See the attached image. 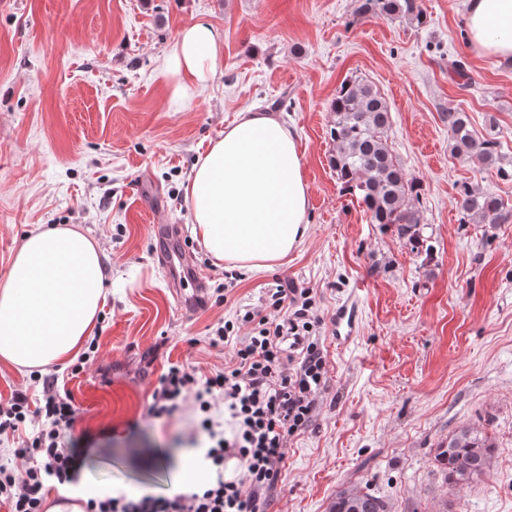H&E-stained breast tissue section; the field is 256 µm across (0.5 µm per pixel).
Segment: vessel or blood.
I'll use <instances>...</instances> for the list:
<instances>
[{
    "label": "vessel or blood",
    "instance_id": "obj_1",
    "mask_svg": "<svg viewBox=\"0 0 512 512\" xmlns=\"http://www.w3.org/2000/svg\"><path fill=\"white\" fill-rule=\"evenodd\" d=\"M153 236L154 254L159 264L170 273L173 285L179 289H192L194 294L200 293L207 281V274L195 264L178 225H154Z\"/></svg>",
    "mask_w": 512,
    "mask_h": 512
}]
</instances>
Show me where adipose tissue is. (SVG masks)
Returning a JSON list of instances; mask_svg holds the SVG:
<instances>
[{"mask_svg":"<svg viewBox=\"0 0 512 512\" xmlns=\"http://www.w3.org/2000/svg\"><path fill=\"white\" fill-rule=\"evenodd\" d=\"M473 44L512 56V0H467ZM224 35L207 19L182 27L161 72L172 100L211 80ZM192 231L216 260L261 272L304 240L309 207L293 131L267 113L243 112L200 157L185 187ZM105 267L99 245L73 227H37L0 284V362L28 370L68 366L97 327Z\"/></svg>","mask_w":512,"mask_h":512,"instance_id":"obj_1","label":"adipose tissue"}]
</instances>
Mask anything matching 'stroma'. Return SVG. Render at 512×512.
Instances as JSON below:
<instances>
[{"label":"stroma","instance_id":"stroma-1","mask_svg":"<svg viewBox=\"0 0 512 512\" xmlns=\"http://www.w3.org/2000/svg\"><path fill=\"white\" fill-rule=\"evenodd\" d=\"M424 27L362 18L359 0H0V283L25 235L65 224L96 239L108 277L98 359L57 372L78 414L70 440L96 438L80 475L102 493H168L189 450L191 410L147 418L170 365L206 373L225 350L210 330L288 282L312 289L328 367L311 426L288 439L267 512H327L366 486L390 512H512V223H461L469 183L512 206V60L464 39L467 0H418ZM224 32L213 80L173 101L160 71L197 18ZM469 66L458 88L449 56ZM372 82L391 110L390 143L422 188V247L370 223L328 165L330 104L343 80ZM296 133L310 193L303 243L274 270L215 262L191 234L184 186L197 157L246 110ZM468 112L498 143V168L451 150L444 116ZM179 224L208 273V300L182 310L152 245ZM236 279L225 292L226 276ZM356 295L354 339L337 343L336 310ZM492 437L488 476L453 490L434 456L460 425Z\"/></svg>","mask_w":512,"mask_h":512}]
</instances>
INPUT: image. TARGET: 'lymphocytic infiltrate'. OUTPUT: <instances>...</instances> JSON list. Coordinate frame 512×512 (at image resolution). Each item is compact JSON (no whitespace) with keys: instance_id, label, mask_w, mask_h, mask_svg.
Segmentation results:
<instances>
[{"instance_id":"1","label":"lymphocytic infiltrate","mask_w":512,"mask_h":512,"mask_svg":"<svg viewBox=\"0 0 512 512\" xmlns=\"http://www.w3.org/2000/svg\"><path fill=\"white\" fill-rule=\"evenodd\" d=\"M323 323L312 289L277 286L269 308L236 309L209 338L230 358L223 368L201 374L171 365L152 393L148 414L170 416L192 405L202 418L196 434L215 477L199 490L180 494L91 498L81 512H266L286 458L289 436L308 429L327 383L326 356L316 339ZM76 406L55 378L43 381L42 401L31 407L25 394L0 403V435L27 430L14 454L20 469L0 465V503L9 512H45V489L66 484L80 469L79 453L61 445ZM239 462L243 474L225 480L224 462Z\"/></svg>"}]
</instances>
